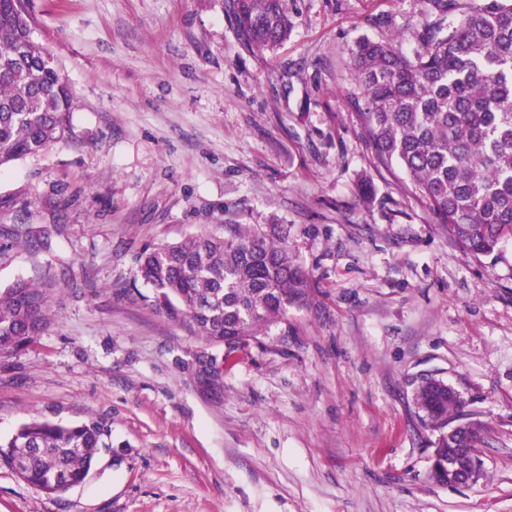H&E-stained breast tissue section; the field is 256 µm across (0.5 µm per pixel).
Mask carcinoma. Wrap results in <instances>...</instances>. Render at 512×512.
<instances>
[{
  "mask_svg": "<svg viewBox=\"0 0 512 512\" xmlns=\"http://www.w3.org/2000/svg\"><path fill=\"white\" fill-rule=\"evenodd\" d=\"M413 27L414 53L403 39L359 40L353 67L366 110L359 119L377 158L397 162L412 195L476 261L498 258L512 241V0H427ZM239 38L274 49L288 39L286 0H227ZM50 51L32 38L24 0H0V169L71 138L75 91ZM139 272L165 309L178 302L195 330L224 358L207 361L218 376L236 364L258 335L288 325V306L308 297L309 281L295 264L288 236L227 224L224 235L200 234L162 244L142 257ZM48 282L0 290V354L34 340L45 326ZM415 402L439 431L438 464L448 463V416L461 415L448 385L427 378ZM463 446L479 448L487 426L464 423ZM100 422L61 425L33 420L0 442V459L48 494L87 476L107 446Z\"/></svg>",
  "mask_w": 512,
  "mask_h": 512,
  "instance_id": "1",
  "label": "carcinoma"
}]
</instances>
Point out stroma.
<instances>
[{"label":"stroma","mask_w":512,"mask_h":512,"mask_svg":"<svg viewBox=\"0 0 512 512\" xmlns=\"http://www.w3.org/2000/svg\"><path fill=\"white\" fill-rule=\"evenodd\" d=\"M286 3L267 50L225 0H26L77 107L72 140L0 170V290L56 281L41 335L0 354V439L110 437L58 495L0 461V512H512V246L465 255L357 119L356 41L413 50L426 0ZM228 224L287 235L313 288L215 379L223 347L138 257ZM425 376L489 428L477 483L430 476Z\"/></svg>","instance_id":"35a3bbf8"}]
</instances>
